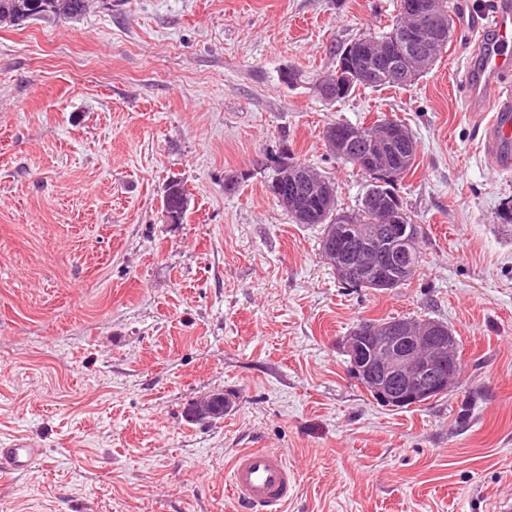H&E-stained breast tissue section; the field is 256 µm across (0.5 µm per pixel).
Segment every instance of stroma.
<instances>
[{"instance_id":"1","label":"stroma","mask_w":512,"mask_h":512,"mask_svg":"<svg viewBox=\"0 0 512 512\" xmlns=\"http://www.w3.org/2000/svg\"><path fill=\"white\" fill-rule=\"evenodd\" d=\"M396 3L94 0L0 24V441L42 450L0 474V512H237L225 472L257 447L299 475L287 512H492L512 494V173L461 83V21L493 0H448L452 38L413 86L315 90ZM384 117L418 145L393 187L422 263L403 286L348 288L322 227L269 185L287 155L357 210L372 179L324 130ZM172 182L191 195L180 224L161 215ZM388 317L447 323L465 386L377 403L343 340ZM214 393L223 420L188 419Z\"/></svg>"}]
</instances>
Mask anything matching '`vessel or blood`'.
I'll use <instances>...</instances> for the list:
<instances>
[{
    "instance_id": "obj_1",
    "label": "vessel or blood",
    "mask_w": 512,
    "mask_h": 512,
    "mask_svg": "<svg viewBox=\"0 0 512 512\" xmlns=\"http://www.w3.org/2000/svg\"><path fill=\"white\" fill-rule=\"evenodd\" d=\"M469 28L486 38L473 50L463 85L468 112L485 118L483 141L491 164L512 170V0H497L492 13L474 14ZM41 451L25 437L0 446V473L28 470ZM298 480L286 457L269 448L240 452L227 472V489L240 512H283Z\"/></svg>"
}]
</instances>
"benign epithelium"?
<instances>
[{
    "label": "benign epithelium",
    "instance_id": "benign-epithelium-1",
    "mask_svg": "<svg viewBox=\"0 0 512 512\" xmlns=\"http://www.w3.org/2000/svg\"><path fill=\"white\" fill-rule=\"evenodd\" d=\"M403 11L411 24L401 31L400 43L390 52H377L367 44L351 45L345 51L349 58L328 82L318 85V92L330 99L351 85L380 79L409 84L418 71L413 61L431 57L437 46L448 43V28L443 22L441 0H404ZM273 189L294 216L306 221L311 212L303 206V197L320 191L319 186L300 176L297 165L284 161ZM385 223L372 229V234L387 248L378 262L359 270L360 278L382 289H389L410 271L408 245L417 237L419 225L403 221L400 205L380 204ZM370 340L378 354L385 357L375 370L364 365V340ZM344 348L360 377L378 400L390 407L430 400L433 391L459 380L462 359L452 336L439 324L414 327L406 322H387L358 329L344 339Z\"/></svg>",
    "mask_w": 512,
    "mask_h": 512
}]
</instances>
